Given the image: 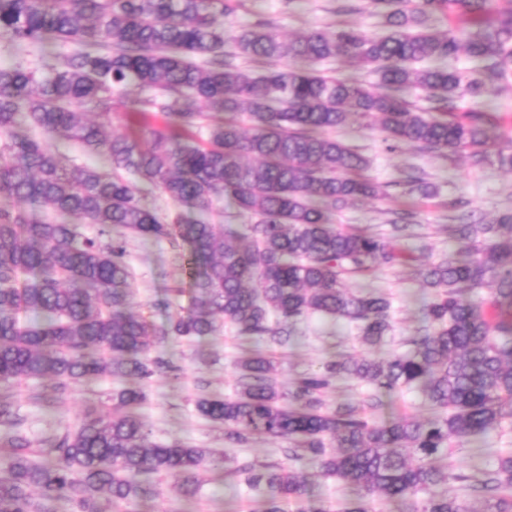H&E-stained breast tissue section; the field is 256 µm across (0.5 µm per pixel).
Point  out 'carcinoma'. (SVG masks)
Instances as JSON below:
<instances>
[{"instance_id": "obj_1", "label": "carcinoma", "mask_w": 512, "mask_h": 512, "mask_svg": "<svg viewBox=\"0 0 512 512\" xmlns=\"http://www.w3.org/2000/svg\"><path fill=\"white\" fill-rule=\"evenodd\" d=\"M499 1L506 7L493 8ZM232 2L0 0V33L48 49L40 74L0 67V383L47 379L59 394L101 375L139 383L175 371L150 357L169 338L228 325L248 345L235 395L205 397L198 410L224 424L233 444L291 441L285 463L227 470L263 512H283L288 499L300 512H332L292 462L353 488L343 512H369L374 496L408 501L409 512H512L511 454L478 477L437 465L451 440L512 419V212L490 224L461 216L451 231L463 247L437 262L363 229H339L337 210L387 191L362 176L364 157L330 136L352 122L376 125L393 143L512 169V139L495 137L486 113L459 108L512 78V0H368L385 34L309 28L288 40L263 20L228 34ZM432 16L448 28H430ZM66 43L80 49L49 51ZM461 54L483 68L436 65ZM336 58L375 72L377 88L317 69ZM130 85L153 91L127 103L143 121L144 144L105 133ZM415 92L427 94L429 109L410 100ZM201 103L221 120L203 124ZM25 123L80 144L104 166L68 165ZM152 189L195 217L160 216L143 203ZM226 197L253 222L210 223ZM86 225L98 234L86 236ZM131 235L188 248L192 306L162 327L130 311ZM407 262L430 290L421 305L427 326L409 351L348 355L279 389L264 346L290 342L311 314L354 323L363 344H381L389 300L348 292L343 276ZM478 288L487 294H473ZM341 381L370 386L363 408L323 409V395ZM404 388L424 395L430 418H367ZM143 400L139 388L119 390L112 409L87 413L40 462L17 432L18 409L0 401V424L14 429L0 438V512H41L35 492L68 500L73 512H111L149 494L155 475L195 498V474L213 452L152 439L138 413ZM456 481L484 508L452 493Z\"/></svg>"}]
</instances>
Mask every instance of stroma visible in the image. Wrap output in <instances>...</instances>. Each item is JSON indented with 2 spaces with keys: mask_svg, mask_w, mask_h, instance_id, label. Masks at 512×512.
Segmentation results:
<instances>
[{
  "mask_svg": "<svg viewBox=\"0 0 512 512\" xmlns=\"http://www.w3.org/2000/svg\"><path fill=\"white\" fill-rule=\"evenodd\" d=\"M353 5V12L344 13L338 0H241L232 21L241 26L264 19L286 35L312 26L330 30L339 25H353L370 35L382 33V21L371 15L366 0H353ZM336 136L368 159L369 178L389 187L387 196L359 201L337 211L333 218L336 225L367 227L386 237L395 212L412 210L417 238L405 241L404 246L424 248L426 255L434 260L460 247L446 231L451 222L450 200L467 201L476 219L484 223L512 211V172L490 165L473 166L461 154L446 157L408 144L392 146L379 130L355 123L337 130ZM412 168L437 188V196L425 198L401 185L404 172ZM127 249L133 270L131 291L136 311L161 326L177 311L190 308L187 249L164 240L144 245L134 239L129 240ZM344 284L350 291H376L391 300L392 328L384 344L366 347L354 325L310 316L300 324L295 339L288 345L269 348L277 361L279 387H286L301 374L344 355L387 356L405 351L407 339L422 327L420 305L424 292L408 269L379 266L367 273L346 275ZM161 351L173 360L178 370L155 375L141 385L146 399L140 407V416L154 440H176L209 448L233 456L240 464L283 462L282 441L255 437L245 446L231 445L224 439L223 424L204 418L196 409L201 397L211 393L228 396L235 390V362L242 352L232 327H223L216 335L200 340H168ZM126 385V380L117 377H103L79 385L54 412L42 404L43 398L51 394V384L46 380L29 379L11 386L2 385L0 397L7 396L14 401L24 420L21 431L37 454L47 451L51 440L65 427L78 424L89 409L111 408L113 392ZM510 451L512 421H507L478 442H452L447 463L454 472L474 475L493 466L499 455ZM197 479L200 493L194 503H187L179 496L174 479L158 477L154 480V497L120 504L112 512H184L189 505L194 512H253L255 498L247 488H240L235 499H228L219 467L200 471Z\"/></svg>",
  "mask_w": 512,
  "mask_h": 512,
  "instance_id": "35a3bbf8",
  "label": "stroma"
}]
</instances>
